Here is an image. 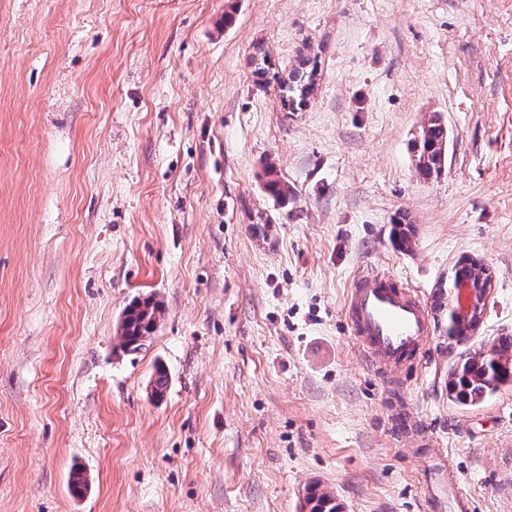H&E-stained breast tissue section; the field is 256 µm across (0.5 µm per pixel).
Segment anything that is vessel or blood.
I'll return each mask as SVG.
<instances>
[{"mask_svg":"<svg viewBox=\"0 0 512 512\" xmlns=\"http://www.w3.org/2000/svg\"><path fill=\"white\" fill-rule=\"evenodd\" d=\"M347 319L370 360L394 368L421 354L430 334L424 302L386 273L365 274L352 282ZM423 477L429 512H471L444 457L432 456Z\"/></svg>","mask_w":512,"mask_h":512,"instance_id":"b4317fda","label":"vessel or blood"}]
</instances>
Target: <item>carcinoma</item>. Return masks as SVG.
I'll list each match as a JSON object with an SVG mask.
<instances>
[{
    "instance_id": "obj_1",
    "label": "carcinoma",
    "mask_w": 512,
    "mask_h": 512,
    "mask_svg": "<svg viewBox=\"0 0 512 512\" xmlns=\"http://www.w3.org/2000/svg\"><path fill=\"white\" fill-rule=\"evenodd\" d=\"M314 72L298 71L283 82L285 99L290 105H301L312 90ZM418 162L416 169L425 178L438 176L445 165L448 150V127L438 114L421 127L418 139L413 141ZM273 168L266 171V189L274 196L286 199L291 195L288 185L274 177ZM159 305L147 298L136 301L123 312L120 325L121 347L127 352H138L151 339L156 327ZM512 382V336H500L485 351H460L448 371V392L451 398L464 406H476L498 392L501 386ZM310 512H338L335 498L327 491L312 489L307 497Z\"/></svg>"
}]
</instances>
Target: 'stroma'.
<instances>
[{
    "label": "stroma",
    "mask_w": 512,
    "mask_h": 512,
    "mask_svg": "<svg viewBox=\"0 0 512 512\" xmlns=\"http://www.w3.org/2000/svg\"><path fill=\"white\" fill-rule=\"evenodd\" d=\"M463 257L492 276L485 351L512 336V0H0V512H308L315 485L425 512L436 453L472 512H512V383L448 397ZM371 272L425 301L423 359L361 352L345 306ZM146 296L163 313L124 352ZM314 72L312 68L307 77V72L298 71L288 76V79L283 82V91L288 105H302L305 102L308 93L312 90ZM412 143L413 152L416 150L418 162L415 164L418 172L425 178L437 177L445 165L448 150V127L437 113L432 116L427 125H423ZM158 311L160 318L161 308L149 298L143 302L135 301L124 310L120 325V346L126 352H138L147 345L156 327Z\"/></svg>",
    "instance_id": "obj_1"
}]
</instances>
